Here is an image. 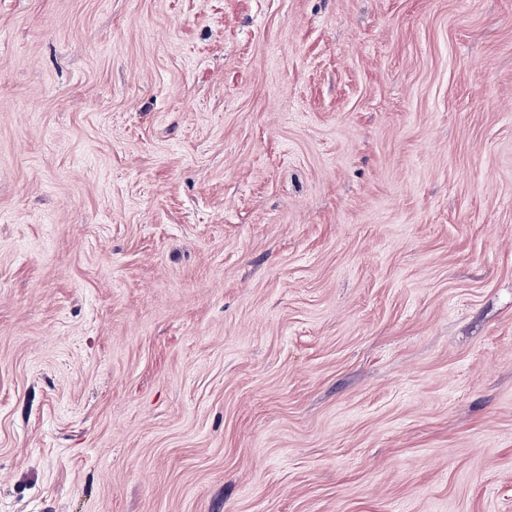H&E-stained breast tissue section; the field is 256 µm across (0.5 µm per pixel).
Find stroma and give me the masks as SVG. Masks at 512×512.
Wrapping results in <instances>:
<instances>
[{
  "label": "stroma",
  "mask_w": 512,
  "mask_h": 512,
  "mask_svg": "<svg viewBox=\"0 0 512 512\" xmlns=\"http://www.w3.org/2000/svg\"><path fill=\"white\" fill-rule=\"evenodd\" d=\"M0 512H512V0H0Z\"/></svg>",
  "instance_id": "stroma-1"
}]
</instances>
